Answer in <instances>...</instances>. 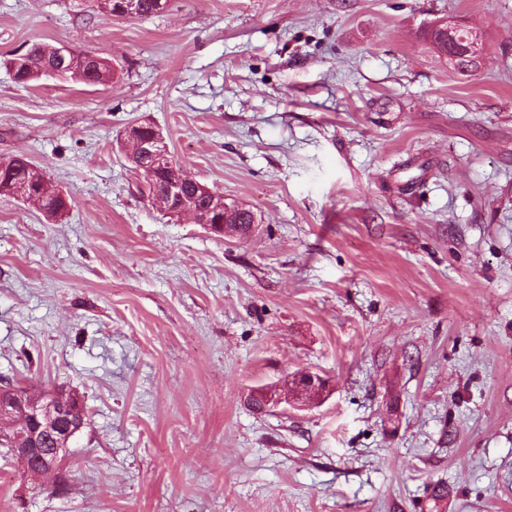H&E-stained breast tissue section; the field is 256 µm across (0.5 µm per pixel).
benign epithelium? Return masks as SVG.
<instances>
[{
  "mask_svg": "<svg viewBox=\"0 0 512 512\" xmlns=\"http://www.w3.org/2000/svg\"><path fill=\"white\" fill-rule=\"evenodd\" d=\"M435 27L448 32V53H460L467 48L478 47L479 36L467 34V29L456 24L439 22ZM73 50L61 46L55 48L56 60L66 64L65 72L76 81L84 80L85 69L104 63L96 55L84 54L81 64H68ZM57 68L51 74L63 72ZM133 124L124 132L123 143L129 148V159L146 178L149 194L170 212L190 213L195 222L221 236L235 237L224 224V213L228 204L224 195L211 191L207 186L185 176L171 159V155L159 129ZM193 185L195 194L186 193ZM203 193L211 196V204L201 209L195 204V196ZM320 380L312 374L295 381V390L267 389V408L283 404L293 405L295 400L308 399L320 391ZM85 425V411L78 395L74 393L32 392L12 383L0 385V444L10 449V454L27 466L30 474L56 475L61 472L66 460V449L70 440Z\"/></svg>",
  "mask_w": 512,
  "mask_h": 512,
  "instance_id": "obj_1",
  "label": "benign epithelium"
}]
</instances>
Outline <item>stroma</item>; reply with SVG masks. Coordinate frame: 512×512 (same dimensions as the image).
I'll list each match as a JSON object with an SVG mask.
<instances>
[{
  "label": "stroma",
  "mask_w": 512,
  "mask_h": 512,
  "mask_svg": "<svg viewBox=\"0 0 512 512\" xmlns=\"http://www.w3.org/2000/svg\"><path fill=\"white\" fill-rule=\"evenodd\" d=\"M35 42L116 76L15 83ZM134 123L256 234L151 200ZM16 155L67 207L0 194V380L87 424L64 484L0 458V512H512V0H0ZM306 372L309 407H247ZM168 0H119L116 9L118 16L122 18L148 19L163 11L167 7ZM140 3V4H139ZM445 22H439L434 24L435 28H441L448 32V54L454 55L461 53L466 48L471 50L478 47L479 36L473 33L474 38L471 37L470 33L466 28L456 24H444ZM466 33V36H460V33ZM470 44V45H469Z\"/></svg>",
  "instance_id": "1"
}]
</instances>
